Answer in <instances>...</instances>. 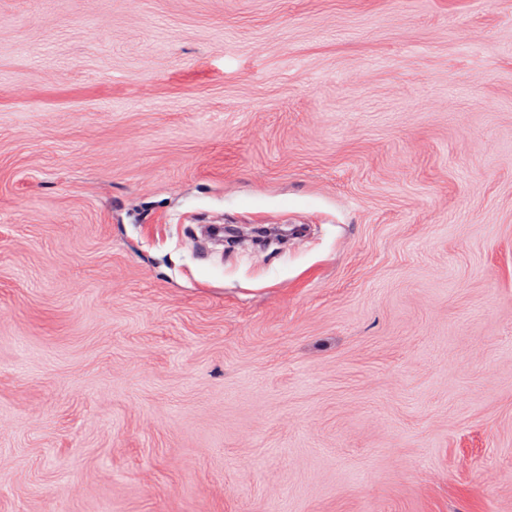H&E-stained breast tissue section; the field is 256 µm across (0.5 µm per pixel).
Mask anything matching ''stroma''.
<instances>
[{"label": "stroma", "mask_w": 512, "mask_h": 512, "mask_svg": "<svg viewBox=\"0 0 512 512\" xmlns=\"http://www.w3.org/2000/svg\"><path fill=\"white\" fill-rule=\"evenodd\" d=\"M0 512H512V0H0Z\"/></svg>", "instance_id": "35a3bbf8"}]
</instances>
